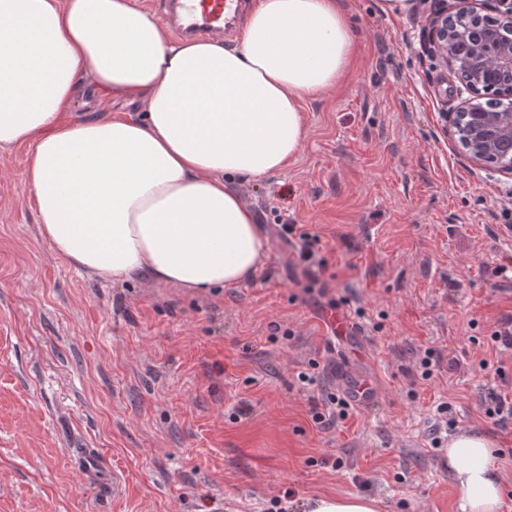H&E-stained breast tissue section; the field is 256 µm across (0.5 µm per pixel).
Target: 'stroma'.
<instances>
[{"instance_id":"1","label":"stroma","mask_w":512,"mask_h":512,"mask_svg":"<svg viewBox=\"0 0 512 512\" xmlns=\"http://www.w3.org/2000/svg\"><path fill=\"white\" fill-rule=\"evenodd\" d=\"M359 37L335 88L304 100L306 136L281 172L240 183L268 238L250 282L196 294L109 282L39 233L27 146L0 148V512H266L271 499H375L380 512H460L449 435L497 444L512 512V179L443 132L445 71L416 37L434 0L384 13L346 0ZM283 224L318 239L297 264ZM336 300L352 345L322 321ZM433 355L422 377L420 360ZM355 374L377 392L321 428Z\"/></svg>"}]
</instances>
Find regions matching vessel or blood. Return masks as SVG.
<instances>
[{
	"instance_id": "1",
	"label": "vessel or blood",
	"mask_w": 512,
	"mask_h": 512,
	"mask_svg": "<svg viewBox=\"0 0 512 512\" xmlns=\"http://www.w3.org/2000/svg\"><path fill=\"white\" fill-rule=\"evenodd\" d=\"M241 0H166L164 14L182 37H224L234 29Z\"/></svg>"
}]
</instances>
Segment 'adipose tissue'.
Here are the masks:
<instances>
[{
  "label": "adipose tissue",
  "mask_w": 512,
  "mask_h": 512,
  "mask_svg": "<svg viewBox=\"0 0 512 512\" xmlns=\"http://www.w3.org/2000/svg\"><path fill=\"white\" fill-rule=\"evenodd\" d=\"M356 40L345 0H256L234 46L173 40L135 0H0V148L31 147L42 238L115 282L237 288L268 240L236 184L283 170L301 102L335 87ZM140 116L83 115L89 96ZM461 512H498L492 444L452 438Z\"/></svg>",
  "instance_id": "adipose-tissue-1"
}]
</instances>
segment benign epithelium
Returning <instances> with one entry per match:
<instances>
[{"instance_id": "benign-epithelium-1", "label": "benign epithelium", "mask_w": 512, "mask_h": 512, "mask_svg": "<svg viewBox=\"0 0 512 512\" xmlns=\"http://www.w3.org/2000/svg\"><path fill=\"white\" fill-rule=\"evenodd\" d=\"M419 40L432 65L459 77L444 132L475 165L512 176V0H436Z\"/></svg>"}]
</instances>
